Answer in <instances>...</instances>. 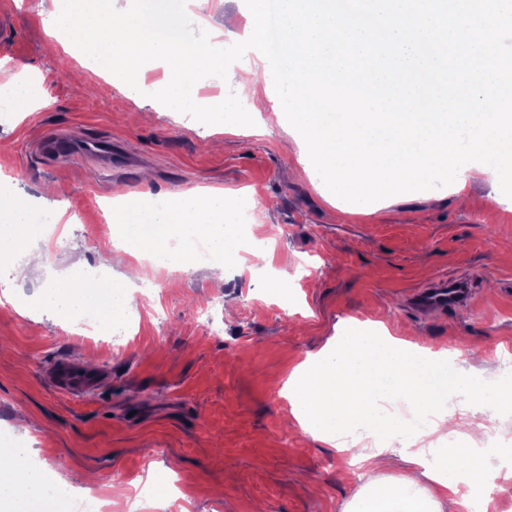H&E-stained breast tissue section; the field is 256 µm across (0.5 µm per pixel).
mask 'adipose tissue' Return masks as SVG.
Instances as JSON below:
<instances>
[{
  "mask_svg": "<svg viewBox=\"0 0 512 512\" xmlns=\"http://www.w3.org/2000/svg\"><path fill=\"white\" fill-rule=\"evenodd\" d=\"M39 0V14L48 35L64 40L85 67L109 76L118 92L142 102L155 99L167 111L200 112L208 127L237 134L261 122L272 104L265 92L264 64L252 60L239 67L238 86L248 100L244 112H226L199 97L202 75H223L224 32L199 13L207 0H139L128 9L119 0ZM163 69V80L147 85L145 74ZM0 86L11 91V109L31 112L44 104L42 86L29 81L21 65L0 64ZM120 210L113 239L125 252L154 266L188 269V251L174 249L176 232L208 240L222 264L261 270L270 265V247L260 243L241 256L237 239L238 215L230 198L219 189H207L170 198L161 208L144 207L140 196L124 194L113 200ZM43 212L34 210L19 194L0 193V256L28 245L42 231ZM108 281H87L66 288L60 314L95 311L102 323L124 316L126 302L101 305L112 293ZM291 413L301 430L336 445L348 427L395 440L407 447L408 461L421 473H408L384 482L369 480L350 504L351 512H468L470 502L457 498L459 480L484 485L491 479L484 454L476 447L496 408L512 401V383L484 386L476 372L449 371L447 361L431 348L393 335L380 322L352 319L317 353L308 355L283 385ZM467 398L480 420L454 421L451 406ZM399 400L417 413H429L433 423L417 432L407 420L389 412L386 402ZM461 435L466 445L443 449L432 459L412 450L417 437L441 439ZM433 483L434 492L421 489V480ZM50 496L39 472L29 467L19 448H0V500L15 503L23 512L28 501L48 503Z\"/></svg>",
  "mask_w": 512,
  "mask_h": 512,
  "instance_id": "adipose-tissue-1",
  "label": "adipose tissue"
}]
</instances>
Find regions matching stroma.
Returning a JSON list of instances; mask_svg holds the SVG:
<instances>
[{"label": "stroma", "mask_w": 512, "mask_h": 512, "mask_svg": "<svg viewBox=\"0 0 512 512\" xmlns=\"http://www.w3.org/2000/svg\"><path fill=\"white\" fill-rule=\"evenodd\" d=\"M0 63H25L48 97L33 112L0 109V175L61 211L63 248L44 242L36 278L14 280L13 258L0 260V445L31 449V462L60 488L121 495L108 512H344L367 483L338 449L302 434L281 392L289 373L348 319L380 321L397 335L473 359L490 382L512 373V206L478 181L458 206L450 188L427 199L418 191L367 204L350 214L327 201L308 178H289L297 160L281 149L276 125L249 135L221 134L212 149L199 114L138 111L111 83L70 79L76 61L51 40L38 0H0ZM112 145L123 169L105 180L100 161L58 160L43 136ZM195 189L250 193L255 237L273 244L272 262L291 298L260 294L249 272L217 277L212 264L188 271L147 269L135 279L144 297L120 353L102 331L75 329L46 295L65 274L98 265L112 249V198L158 197ZM467 278L471 306L416 311L413 291L438 278ZM69 359L105 372L84 397L46 379ZM182 480L185 497L162 509L141 496L144 485Z\"/></svg>", "instance_id": "35a3bbf8"}]
</instances>
